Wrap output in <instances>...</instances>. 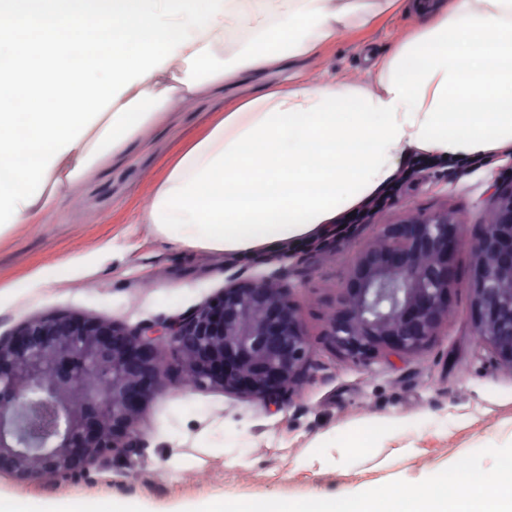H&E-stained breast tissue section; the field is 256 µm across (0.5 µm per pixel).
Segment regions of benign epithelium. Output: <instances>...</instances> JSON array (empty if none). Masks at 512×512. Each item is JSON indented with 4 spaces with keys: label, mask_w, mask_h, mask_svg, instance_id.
<instances>
[{
    "label": "benign epithelium",
    "mask_w": 512,
    "mask_h": 512,
    "mask_svg": "<svg viewBox=\"0 0 512 512\" xmlns=\"http://www.w3.org/2000/svg\"><path fill=\"white\" fill-rule=\"evenodd\" d=\"M491 199L492 220L471 238L448 210L379 225L354 254L328 321L334 349L359 363L422 349L450 319L456 254L466 247L473 335L512 371V179L494 184ZM307 371L302 307L266 278L234 281L188 313L134 328L71 312L25 320L0 337V474L75 480L136 453L144 406L181 372L198 388L266 405Z\"/></svg>",
    "instance_id": "obj_1"
}]
</instances>
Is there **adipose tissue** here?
Masks as SVG:
<instances>
[{
	"label": "adipose tissue",
	"mask_w": 512,
	"mask_h": 512,
	"mask_svg": "<svg viewBox=\"0 0 512 512\" xmlns=\"http://www.w3.org/2000/svg\"><path fill=\"white\" fill-rule=\"evenodd\" d=\"M429 16L367 87L270 83L339 32L396 5ZM154 182L137 217L186 252L275 258L327 236L417 156L490 161L512 148V0H0V239L52 212L167 113L241 82ZM410 418L328 430L301 453L314 474L388 468ZM202 512H512L498 476L446 463L401 490L263 506L217 497Z\"/></svg>",
	"instance_id": "adipose-tissue-1"
}]
</instances>
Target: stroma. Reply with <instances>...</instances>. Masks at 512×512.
<instances>
[{"label": "stroma", "instance_id": "1", "mask_svg": "<svg viewBox=\"0 0 512 512\" xmlns=\"http://www.w3.org/2000/svg\"><path fill=\"white\" fill-rule=\"evenodd\" d=\"M419 25L407 9L384 14L374 25L339 34L308 59L298 78L368 85L373 63ZM223 106L215 97L168 114L125 154L93 171L42 223L20 225L0 242V336L24 320L66 310L129 326L159 322L202 305L231 276L264 275L290 287L302 307L309 340L305 382L280 404L265 406L221 388L193 387L179 375L145 406L139 454L107 460L73 481L19 484L2 476L0 494L28 504L117 497L140 512H189L192 504L218 496L250 501L339 496L358 485L359 477L338 470L313 475L299 468L297 456L323 431L375 417L417 419L392 442L415 449L391 469L401 484L430 478L435 466L449 459L495 475L500 458L512 454L505 444L512 435V371L498 365L471 332L474 259L468 248L456 256L451 317L421 351L402 357L382 352L361 364L343 358L324 334L351 259L378 225L411 212L448 210L467 235H475L490 218L494 180L512 175V158L491 179L479 169L452 175L430 168L336 245L306 243L278 262L190 254L155 240L135 217L165 165ZM87 256L93 257L95 272L71 279ZM38 267L49 269L54 283H30L28 276ZM218 416L224 429L216 441L240 448L250 467L225 465L217 450L183 467H168L172 448L190 453L186 438Z\"/></svg>", "mask_w": 512, "mask_h": 512}]
</instances>
